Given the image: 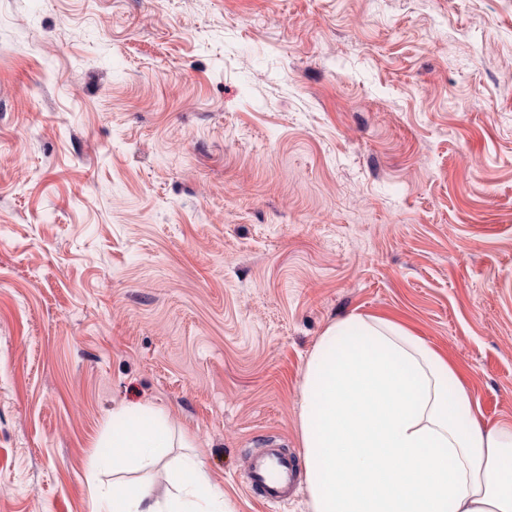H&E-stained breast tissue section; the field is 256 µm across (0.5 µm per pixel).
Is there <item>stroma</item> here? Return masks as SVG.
<instances>
[{
  "label": "stroma",
  "mask_w": 512,
  "mask_h": 512,
  "mask_svg": "<svg viewBox=\"0 0 512 512\" xmlns=\"http://www.w3.org/2000/svg\"><path fill=\"white\" fill-rule=\"evenodd\" d=\"M354 311L512 421V0H0V512L165 497L184 449L98 463L121 408L262 512ZM246 487L264 504L276 507L288 501L295 488L296 461L276 444L246 461Z\"/></svg>",
  "instance_id": "stroma-1"
}]
</instances>
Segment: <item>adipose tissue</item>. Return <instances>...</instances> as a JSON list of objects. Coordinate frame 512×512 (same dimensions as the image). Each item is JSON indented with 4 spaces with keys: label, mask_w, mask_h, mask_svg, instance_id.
Returning a JSON list of instances; mask_svg holds the SVG:
<instances>
[{
    "label": "adipose tissue",
    "mask_w": 512,
    "mask_h": 512,
    "mask_svg": "<svg viewBox=\"0 0 512 512\" xmlns=\"http://www.w3.org/2000/svg\"><path fill=\"white\" fill-rule=\"evenodd\" d=\"M299 433L312 512H512V422L485 425L456 368L403 324L353 312L326 328L300 386ZM155 416L120 415V473L173 447ZM92 512H233L197 456L165 498L149 486L92 496Z\"/></svg>",
    "instance_id": "obj_1"
}]
</instances>
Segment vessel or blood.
I'll list each match as a JSON object with an SVG mask.
<instances>
[{"mask_svg": "<svg viewBox=\"0 0 512 512\" xmlns=\"http://www.w3.org/2000/svg\"><path fill=\"white\" fill-rule=\"evenodd\" d=\"M246 486L270 507L288 501L295 488L296 461L277 445L271 444L262 453L249 455Z\"/></svg>", "mask_w": 512, "mask_h": 512, "instance_id": "vessel-or-blood-1", "label": "vessel or blood"}]
</instances>
